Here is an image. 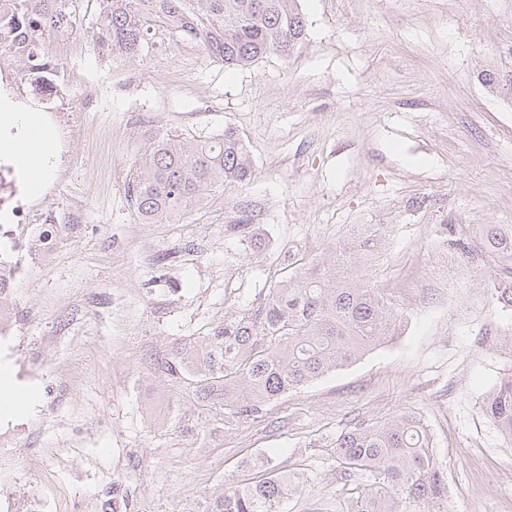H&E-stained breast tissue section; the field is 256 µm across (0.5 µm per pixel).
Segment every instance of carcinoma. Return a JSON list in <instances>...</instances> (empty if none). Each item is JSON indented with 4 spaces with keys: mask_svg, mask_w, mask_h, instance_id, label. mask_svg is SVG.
<instances>
[{
    "mask_svg": "<svg viewBox=\"0 0 512 512\" xmlns=\"http://www.w3.org/2000/svg\"><path fill=\"white\" fill-rule=\"evenodd\" d=\"M298 0H100L94 35L114 57L149 50L165 28L197 43L227 67L246 66L277 51L287 56L304 35ZM72 0H0V63L19 82L40 63L46 36L78 32ZM254 173L237 132L187 138L156 131L132 159L125 187L142 224H168L198 208L224 183L246 184ZM228 236L257 247L260 226L249 202L236 205ZM484 246L512 265V225L482 227ZM380 249L370 224L329 247L328 257L302 267L269 289L255 313L229 320L204 336L175 340L157 363L159 376L188 388L198 402L257 419L268 403L324 374L354 363L402 330L404 318L372 285L369 268ZM482 412L512 441V374L483 400ZM344 469L374 477L351 512H401L408 499L439 506L446 497L441 464L423 421L401 413L381 425L358 423L335 442ZM266 477L233 482L211 512H277L295 489L288 474L266 466Z\"/></svg>",
    "mask_w": 512,
    "mask_h": 512,
    "instance_id": "carcinoma-1",
    "label": "carcinoma"
}]
</instances>
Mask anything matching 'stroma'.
<instances>
[{"label": "stroma", "mask_w": 512, "mask_h": 512, "mask_svg": "<svg viewBox=\"0 0 512 512\" xmlns=\"http://www.w3.org/2000/svg\"><path fill=\"white\" fill-rule=\"evenodd\" d=\"M289 56L225 67L197 44L154 30L133 61L103 55L100 0H76L58 94L20 86L64 157L31 190L41 211L77 204L83 221L50 256L23 251L13 284L22 345L52 379L23 388L0 361V395L26 390L21 419L43 435L68 512H91L122 486L135 512H210L225 483L254 478L255 457L299 481L280 512H348L367 479L345 478L334 441L359 422L410 411L427 425L447 512H512V441L481 411L512 373V310L497 291L512 269L479 225L512 224V0H298ZM87 98L91 109L73 112ZM245 140L255 176L225 185L176 224H142L124 186L153 130ZM248 200L267 244L245 256L225 237ZM372 224L385 248L371 278L407 319L400 336L238 420L188 391L157 388L175 339L253 313L268 289ZM77 381L59 389L55 378ZM163 406L154 416V406ZM13 512H29L40 473L0 470Z\"/></svg>", "instance_id": "obj_1"}]
</instances>
